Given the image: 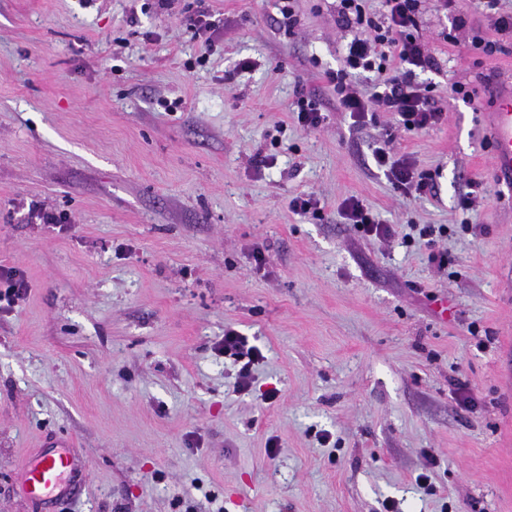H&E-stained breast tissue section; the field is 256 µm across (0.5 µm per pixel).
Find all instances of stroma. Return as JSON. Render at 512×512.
Instances as JSON below:
<instances>
[{
	"label": "stroma",
	"mask_w": 512,
	"mask_h": 512,
	"mask_svg": "<svg viewBox=\"0 0 512 512\" xmlns=\"http://www.w3.org/2000/svg\"><path fill=\"white\" fill-rule=\"evenodd\" d=\"M336 5L293 0L291 25L278 0H0V267L28 282L0 310V512H512V193L482 116L512 33L479 0H420L435 66L415 80L443 121L356 126L324 76L352 37ZM476 31L502 52L467 53ZM388 131L436 195L393 190L372 157ZM303 193L321 218L289 208ZM351 196L397 237L346 224ZM34 202L72 228L31 222ZM415 224L451 226L447 270L403 241ZM229 328L263 353L246 392ZM49 441L81 464L47 506L20 481ZM321 103L310 97H300L296 102L298 123L308 129L318 128L325 120L321 112Z\"/></svg>",
	"instance_id": "35a3bbf8"
}]
</instances>
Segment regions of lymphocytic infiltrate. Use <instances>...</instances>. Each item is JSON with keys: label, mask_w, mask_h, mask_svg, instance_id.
<instances>
[{"label": "lymphocytic infiltrate", "mask_w": 512, "mask_h": 512, "mask_svg": "<svg viewBox=\"0 0 512 512\" xmlns=\"http://www.w3.org/2000/svg\"><path fill=\"white\" fill-rule=\"evenodd\" d=\"M382 17L372 16L366 0H338L336 23L342 28H357L358 34L345 47L342 63L325 77L336 92L340 111L349 114L354 122L365 121L369 114H394L404 131L422 132L435 126L442 117L431 86L415 83V69L431 68L434 58L421 42L418 30L419 0H383ZM368 71L378 75L369 93L357 91L352 79L357 72ZM373 160L384 169L393 188L404 194L431 195L435 182L425 171L418 170L407 156L397 155L391 140H384L373 151ZM342 217L365 236L388 239L394 236L392 225L382 223L369 206L354 197L340 204ZM218 350L240 363V391L250 388L251 370L262 354L250 345L247 337L235 330L224 332Z\"/></svg>", "instance_id": "1"}]
</instances>
